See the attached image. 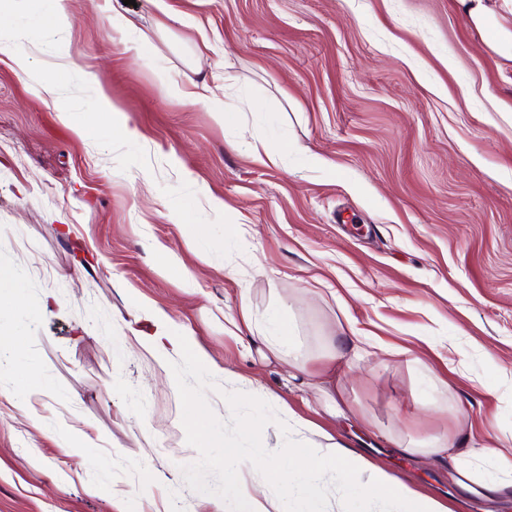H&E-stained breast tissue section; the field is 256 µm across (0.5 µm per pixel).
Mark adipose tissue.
Segmentation results:
<instances>
[{"instance_id": "1", "label": "adipose tissue", "mask_w": 512, "mask_h": 512, "mask_svg": "<svg viewBox=\"0 0 512 512\" xmlns=\"http://www.w3.org/2000/svg\"><path fill=\"white\" fill-rule=\"evenodd\" d=\"M457 3L472 25L490 32V49L512 60V23L505 21L506 15H512V0H502V8L498 11L490 8L485 0H457ZM134 338L154 355L175 356L195 366L207 363V356L195 338L175 332L165 315L155 316L152 333L138 332ZM258 341L273 357L287 358L289 367L299 373L305 372L306 360L281 317L272 319L270 330L259 336ZM371 342V337L363 335L352 321L340 326L331 337V352L319 371L324 410L328 415L336 417L343 413L334 395L338 367L353 370L361 347ZM281 425L283 433L307 437L306 442L294 443L287 460L267 462L284 489L283 498L269 496L262 485L237 478L226 488L225 498L213 500L211 512H224V501L228 498L238 503V512H284L283 500L287 497L297 500L300 512H345L344 508L336 507L320 496L321 482L328 474L335 479L338 491L355 488L368 499L391 500L397 512H447L442 502L419 494L411 485L320 430L309 419L288 410ZM431 448L437 453L450 450V459L458 476L477 485L487 498H495L512 489V453L452 441L444 446L435 442Z\"/></svg>"}]
</instances>
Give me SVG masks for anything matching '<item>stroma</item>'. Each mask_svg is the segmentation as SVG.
Masks as SVG:
<instances>
[{"instance_id":"1","label":"stroma","mask_w":512,"mask_h":512,"mask_svg":"<svg viewBox=\"0 0 512 512\" xmlns=\"http://www.w3.org/2000/svg\"><path fill=\"white\" fill-rule=\"evenodd\" d=\"M168 3L166 17L150 0H68L60 53L38 27L54 0L14 10L33 68L0 55V269L17 273L0 333L18 337L0 354V512H209L239 474L281 496L235 451L278 457L286 408L450 512H512L463 491L447 460L396 446L512 448V61L457 0ZM197 72L230 122L173 93ZM104 96L117 125L97 120ZM261 138L283 157L257 161ZM244 305L290 323L309 375L229 337ZM159 313L208 367L131 345ZM348 318L417 351L367 348L332 418L311 374ZM224 366L282 407L250 408ZM20 389L46 430L19 412ZM64 425L97 468L63 453Z\"/></svg>"}]
</instances>
